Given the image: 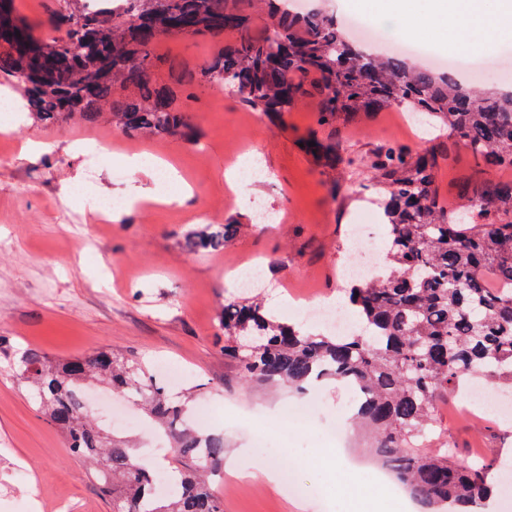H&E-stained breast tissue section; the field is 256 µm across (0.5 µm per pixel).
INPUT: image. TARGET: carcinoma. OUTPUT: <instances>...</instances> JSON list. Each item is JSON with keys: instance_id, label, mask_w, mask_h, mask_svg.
Wrapping results in <instances>:
<instances>
[{"instance_id": "1", "label": "carcinoma", "mask_w": 512, "mask_h": 512, "mask_svg": "<svg viewBox=\"0 0 512 512\" xmlns=\"http://www.w3.org/2000/svg\"><path fill=\"white\" fill-rule=\"evenodd\" d=\"M67 30L34 37L0 0V69L27 96L29 115L44 125L91 119L108 109L124 134L180 136L197 130L176 105L186 92L160 85L155 45L179 36L234 35L214 54L200 81L236 88L256 112H289L316 95L317 123L344 114L405 107L438 121L463 144L485 177L465 184L463 208L440 203L436 175L442 155L394 144L372 152L369 169L387 219L386 265L346 290L357 330L307 333L271 314L262 301L224 304L219 327L224 356L245 381L297 391L316 380L353 385L357 417L374 429L375 453L396 479L439 512L458 505L478 512L501 484L504 464L461 460L446 438L433 439L440 400L474 377L512 388V90H486L452 71H433L399 55L383 56L350 42L321 12H299L288 0H262L269 23L251 32L250 0H62ZM315 155L339 159L334 141H317ZM239 223L209 224L184 234L187 248H224ZM254 339L252 348L241 341ZM17 380L28 387L68 448L90 463L112 512H224L212 476L224 470V434L190 424L188 397L165 390L147 366L110 349L54 361L38 350L22 360ZM108 387L133 399L167 441L168 470L101 427L83 407L85 392ZM162 472L176 482L159 494Z\"/></svg>"}]
</instances>
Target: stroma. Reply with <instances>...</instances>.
<instances>
[{
  "label": "stroma",
  "mask_w": 512,
  "mask_h": 512,
  "mask_svg": "<svg viewBox=\"0 0 512 512\" xmlns=\"http://www.w3.org/2000/svg\"><path fill=\"white\" fill-rule=\"evenodd\" d=\"M34 36H61L66 25L60 0H14ZM309 10L333 16L341 29L361 17L374 32L371 48L390 52L371 4L355 0H305ZM221 38L162 40L158 51L173 63L159 81L180 74L193 95L181 105L201 137L193 145L179 137L132 138L107 117L43 126L29 120L0 137V512H22L38 502L49 512L65 500L73 512H112L89 465L72 456L58 430L38 410L16 379L27 349L67 359L101 348L127 359L165 363L182 370L185 386H199L196 404L209 405L210 428L223 431L224 481L218 490L224 512H377L380 488H368L363 467L376 464L356 426L352 388L324 383L304 394L244 382L224 355L217 315L240 297L232 276L237 266L262 261L261 290L279 314L300 317L293 292L317 289L328 295L348 286L340 272L352 260L351 229L381 227L370 218L374 192L367 167L337 163L326 168L305 149L307 140L340 141L354 156L392 143L415 152L436 149L448 157L437 173L445 206L458 203L460 185L476 176L469 153L423 128L404 130L395 108L359 112L335 125L316 122L317 98L279 116L258 115L230 89L199 81ZM112 148L97 171L94 193L138 199L142 209L121 222L96 224L93 211L72 194L87 174L79 142ZM261 146L264 179L242 191L225 174L235 154ZM156 152L173 167L178 193L163 202L151 172L128 167L127 156ZM234 218L240 232L220 251L190 253L183 231L199 222ZM305 404L304 428L284 414ZM458 397L440 402L436 422L446 428L460 458L490 452L512 461V418L459 411ZM250 415L266 430L267 445H252ZM276 463L281 477L264 470Z\"/></svg>",
  "instance_id": "obj_1"
}]
</instances>
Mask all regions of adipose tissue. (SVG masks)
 Masks as SVG:
<instances>
[{
    "mask_svg": "<svg viewBox=\"0 0 512 512\" xmlns=\"http://www.w3.org/2000/svg\"><path fill=\"white\" fill-rule=\"evenodd\" d=\"M388 0L387 18L380 23L384 33L405 40L433 39L450 42L452 49L480 53L508 35L502 19L512 13V0H499L496 12H488L484 0Z\"/></svg>",
    "mask_w": 512,
    "mask_h": 512,
    "instance_id": "adipose-tissue-1",
    "label": "adipose tissue"
}]
</instances>
